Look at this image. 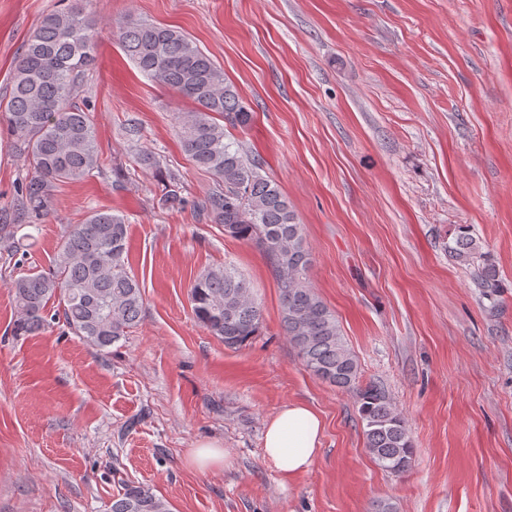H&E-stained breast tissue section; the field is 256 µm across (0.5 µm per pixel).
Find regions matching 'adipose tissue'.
Returning a JSON list of instances; mask_svg holds the SVG:
<instances>
[{
	"label": "adipose tissue",
	"mask_w": 512,
	"mask_h": 512,
	"mask_svg": "<svg viewBox=\"0 0 512 512\" xmlns=\"http://www.w3.org/2000/svg\"><path fill=\"white\" fill-rule=\"evenodd\" d=\"M323 432L324 421L314 408L285 406L265 426L264 457L281 480H290L312 466Z\"/></svg>",
	"instance_id": "ef3b65f1"
}]
</instances>
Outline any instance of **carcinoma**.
<instances>
[{
  "mask_svg": "<svg viewBox=\"0 0 512 512\" xmlns=\"http://www.w3.org/2000/svg\"><path fill=\"white\" fill-rule=\"evenodd\" d=\"M117 35L144 75L194 103L178 116L182 145L197 168L218 179L199 210L223 226L224 235L250 241L268 255L280 288L284 334L303 365L319 379L356 392L368 453L391 473L407 471L413 445L405 417L384 390L359 386L358 359L335 314L307 280L311 254L288 198L240 147L225 141L224 125L249 126L250 108L224 70L183 31L129 15ZM95 47V24L77 0L45 15L22 46L7 107L8 126L32 166L16 208L20 220L46 210L58 185L83 181L101 167L90 113L74 102ZM162 203L185 204L173 174L165 176ZM127 238L125 219L108 210H92L83 223L70 227L52 272L11 283L17 307L13 334L40 331L52 300L69 329L98 350L136 327L143 295L125 263ZM448 253L467 265L482 261L475 273L478 287H499L496 268L483 258L468 226H457ZM191 302L197 320L226 348L239 349L260 332L261 309L250 283L230 265L205 270L191 288ZM108 512H170V505L129 482L112 498Z\"/></svg>",
  "mask_w": 512,
  "mask_h": 512,
  "instance_id": "cac0c4a2",
  "label": "carcinoma"
}]
</instances>
